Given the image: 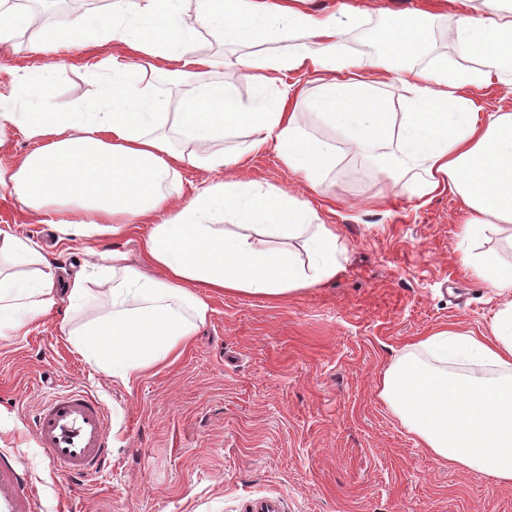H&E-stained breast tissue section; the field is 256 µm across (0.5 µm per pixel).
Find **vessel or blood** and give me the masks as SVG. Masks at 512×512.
Returning <instances> with one entry per match:
<instances>
[{
  "mask_svg": "<svg viewBox=\"0 0 512 512\" xmlns=\"http://www.w3.org/2000/svg\"><path fill=\"white\" fill-rule=\"evenodd\" d=\"M29 428L50 467L73 484L100 474L111 455L108 418L81 387L58 390L38 407ZM0 512H43L30 464L0 455Z\"/></svg>",
  "mask_w": 512,
  "mask_h": 512,
  "instance_id": "b4317fda",
  "label": "vessel or blood"
}]
</instances>
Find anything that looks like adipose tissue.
<instances>
[{
    "instance_id": "ef3b65f1",
    "label": "adipose tissue",
    "mask_w": 512,
    "mask_h": 512,
    "mask_svg": "<svg viewBox=\"0 0 512 512\" xmlns=\"http://www.w3.org/2000/svg\"><path fill=\"white\" fill-rule=\"evenodd\" d=\"M182 2L112 0L104 14L79 16L37 44L49 63L0 93V149L12 129L37 143L0 165V200L37 214L75 203L78 220L58 227L64 237L149 227L139 263L104 252L63 285L33 240L0 230V256L32 269L0 270V332L22 331L61 303L74 319L97 282L104 311L70 329L69 340L127 383L192 341L210 312L204 291L285 300L334 280L347 247L317 208L279 187L222 177L272 149L322 193L338 158L308 131L311 113L408 197L457 196L466 237H498L499 248L461 257L502 298L486 333L448 326L406 344L377 389L435 459L512 486V261L503 256L512 250V112L483 111L465 93L492 81L512 90V8L459 16L452 65L425 51L446 18L432 9L397 13L370 51L355 54L347 35L371 11L346 0L329 14L307 0H196L191 22ZM202 28L225 53L190 55ZM256 41L275 49L252 52ZM107 47L112 75L95 99L47 111L52 56ZM227 68L252 84L250 99L215 82ZM296 71L315 74L318 97L286 83ZM387 77L401 85V111L378 92ZM240 131L248 139L239 150H192ZM186 165L209 175L188 199L179 181Z\"/></svg>"
}]
</instances>
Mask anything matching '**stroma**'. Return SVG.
<instances>
[{"label":"stroma","instance_id":"35a3bbf8","mask_svg":"<svg viewBox=\"0 0 512 512\" xmlns=\"http://www.w3.org/2000/svg\"><path fill=\"white\" fill-rule=\"evenodd\" d=\"M53 27L46 20L14 38L0 55V89L43 63L31 48ZM109 75L61 64L49 111L93 99ZM338 152L324 197L271 150L233 172L310 201L335 225L348 255L329 284L285 302L209 294L187 350L127 385L72 347L61 310L0 335V451L30 462L44 512H250L263 502L275 512H512V487L434 461L376 389L414 337L488 327L500 298L461 255L497 241L464 238L459 198L408 199L346 146ZM73 217L63 208L45 224L0 201V229L38 243L60 282L116 244L139 260L136 235L60 240L57 221ZM65 385L98 396L113 437L109 465L75 489L24 425Z\"/></svg>","mask_w":512,"mask_h":512}]
</instances>
